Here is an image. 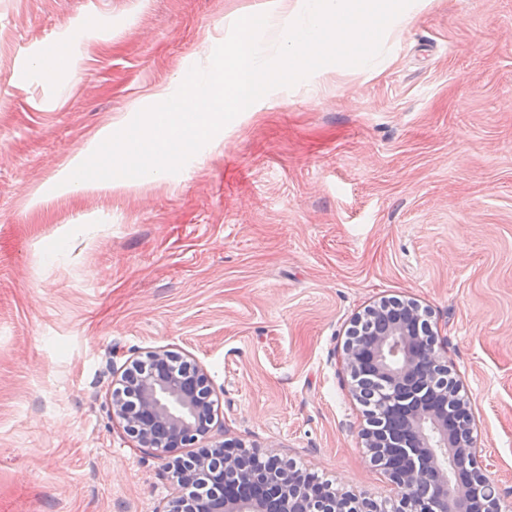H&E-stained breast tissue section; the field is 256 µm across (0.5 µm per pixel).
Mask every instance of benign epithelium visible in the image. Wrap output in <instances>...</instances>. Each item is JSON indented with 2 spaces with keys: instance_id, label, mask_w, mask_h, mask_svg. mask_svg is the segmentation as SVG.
Instances as JSON below:
<instances>
[{
  "instance_id": "7a95c632",
  "label": "benign epithelium",
  "mask_w": 512,
  "mask_h": 512,
  "mask_svg": "<svg viewBox=\"0 0 512 512\" xmlns=\"http://www.w3.org/2000/svg\"><path fill=\"white\" fill-rule=\"evenodd\" d=\"M427 316L412 300H382L355 317L346 342L351 377L370 375L385 383L361 436L400 489L399 512H469L471 500L492 483L476 470L471 415L458 384L424 391L427 378L448 371L430 325L420 327ZM109 413L125 422L126 433L142 448H188L210 432L213 388L198 364L170 350L149 351L124 369L110 394ZM394 450L407 455L406 466L388 462ZM258 460L280 464L272 452L220 441L173 460L179 491L162 512H381L375 502L329 483L316 487L300 472L288 470L272 480L255 468ZM450 467L465 477L449 480ZM206 477L218 488L203 501L198 493ZM423 484L428 493L415 494Z\"/></svg>"
}]
</instances>
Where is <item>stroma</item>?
Returning a JSON list of instances; mask_svg holds the SVG:
<instances>
[{
	"mask_svg": "<svg viewBox=\"0 0 512 512\" xmlns=\"http://www.w3.org/2000/svg\"><path fill=\"white\" fill-rule=\"evenodd\" d=\"M252 2L0 0V512L163 507L168 457L108 412L158 348L207 373L208 441L393 512L345 354L389 298L430 311L478 467L512 492V0H441L384 39L381 74L283 89L167 183L28 208ZM60 44L58 76L20 69Z\"/></svg>",
	"mask_w": 512,
	"mask_h": 512,
	"instance_id": "stroma-1",
	"label": "stroma"
}]
</instances>
